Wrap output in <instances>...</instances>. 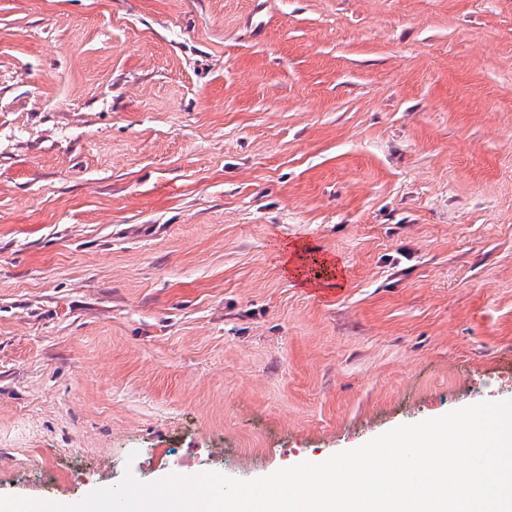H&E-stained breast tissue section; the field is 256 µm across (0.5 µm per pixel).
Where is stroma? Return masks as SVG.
Instances as JSON below:
<instances>
[{"instance_id": "35a3bbf8", "label": "stroma", "mask_w": 512, "mask_h": 512, "mask_svg": "<svg viewBox=\"0 0 512 512\" xmlns=\"http://www.w3.org/2000/svg\"><path fill=\"white\" fill-rule=\"evenodd\" d=\"M510 25L0 0V496L249 480L512 400Z\"/></svg>"}]
</instances>
